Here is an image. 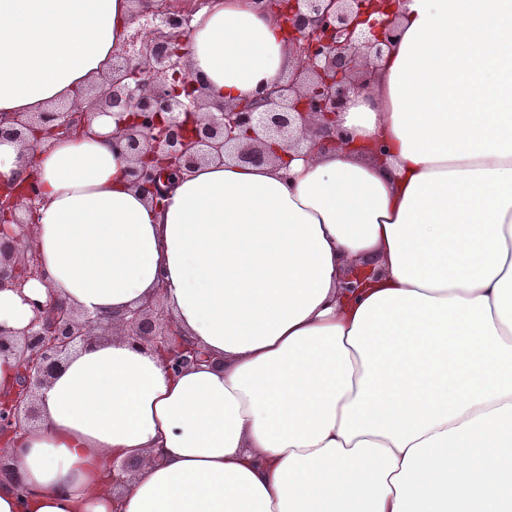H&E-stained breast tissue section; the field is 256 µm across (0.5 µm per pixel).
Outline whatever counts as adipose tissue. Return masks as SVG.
I'll list each match as a JSON object with an SVG mask.
<instances>
[{
	"label": "adipose tissue",
	"mask_w": 512,
	"mask_h": 512,
	"mask_svg": "<svg viewBox=\"0 0 512 512\" xmlns=\"http://www.w3.org/2000/svg\"><path fill=\"white\" fill-rule=\"evenodd\" d=\"M135 8L0 0V113L102 78ZM390 10L398 37L338 116L353 147L204 164L158 199L130 186L109 116L31 163L0 142V177L38 179L45 272L0 289V327L51 296L113 320L156 298L216 359L171 374L114 320L41 389L0 512H512L447 480L449 450L512 445V0ZM187 42L229 104L291 63L252 0H211ZM115 458L139 461L118 485ZM373 265L371 262H365L356 268L345 270L341 279V288H344L348 294H353L359 288H364L375 275Z\"/></svg>",
	"instance_id": "ef3b65f1"
}]
</instances>
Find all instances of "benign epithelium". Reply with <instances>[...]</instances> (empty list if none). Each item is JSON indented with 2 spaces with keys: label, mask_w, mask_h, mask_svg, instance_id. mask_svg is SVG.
I'll list each match as a JSON object with an SVG mask.
<instances>
[{
  "label": "benign epithelium",
  "mask_w": 512,
  "mask_h": 512,
  "mask_svg": "<svg viewBox=\"0 0 512 512\" xmlns=\"http://www.w3.org/2000/svg\"><path fill=\"white\" fill-rule=\"evenodd\" d=\"M257 10L284 22L283 39L294 65L288 75L234 105L214 102L191 77L185 37L191 14L176 11L169 0H152L136 11L132 32L112 54L111 71L96 86L78 93L71 104L44 112L0 115V141L33 149L47 139H78L98 114L112 116V146L131 162V184L147 192L168 171L190 173L207 160L236 159L261 166L280 151L309 154L348 143L337 116L350 95L368 91L378 63L396 37L391 0H253ZM365 40L367 53L356 50ZM41 206L36 181H0V289H21L43 280L31 245L34 217ZM375 275L373 263L347 269L341 284L352 294ZM34 317L20 332L0 327V356L14 355L13 387L0 392V473L15 449L4 437L39 417L36 396L64 366L103 317L82 316L64 302H31ZM132 343L151 347L173 371L211 360L185 338L157 301H147L124 320Z\"/></svg>",
  "instance_id": "1"
}]
</instances>
